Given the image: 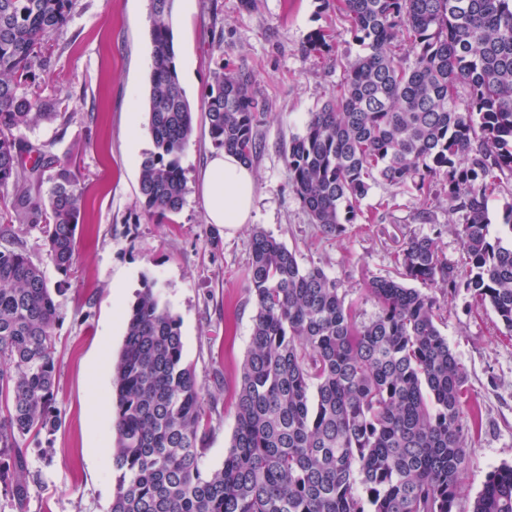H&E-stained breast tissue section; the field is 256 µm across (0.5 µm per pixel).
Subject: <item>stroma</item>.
<instances>
[{"instance_id":"1","label":"stroma","mask_w":512,"mask_h":512,"mask_svg":"<svg viewBox=\"0 0 512 512\" xmlns=\"http://www.w3.org/2000/svg\"><path fill=\"white\" fill-rule=\"evenodd\" d=\"M149 12V0H76L68 24L39 51L45 67L25 86L28 97L59 110L58 117L27 131V140L65 161L85 188L69 272L55 269L40 227L20 233L57 290L58 423L52 433L23 442L32 476L26 512H111L112 366L144 278L156 279L180 322L183 359L205 394L203 466L213 470L222 466L231 443L255 313L246 282L254 230L282 241L301 265L336 278L347 304L364 320L378 311L368 279L393 274L395 255L409 237H435L452 263L461 253L452 229L458 218L445 205L433 204V219L425 222L410 192L378 187L363 201L358 223L326 236L311 224L289 182L284 146L335 91L347 62L364 52L334 0H256L250 10L240 0H175L170 26L176 66L195 131L180 161L182 208L147 214L139 203V162L152 148ZM317 29L327 30L328 48L303 52ZM228 64L251 71L270 104L253 164L256 207L251 220L234 229L207 223L201 191V170L214 148L202 104L214 72ZM134 127L140 132L135 141ZM437 299L439 328L468 373L479 416L457 501V512H470L489 472L512 464V333L465 290Z\"/></svg>"}]
</instances>
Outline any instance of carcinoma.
I'll return each instance as SVG.
<instances>
[{"label":"carcinoma","mask_w":512,"mask_h":512,"mask_svg":"<svg viewBox=\"0 0 512 512\" xmlns=\"http://www.w3.org/2000/svg\"><path fill=\"white\" fill-rule=\"evenodd\" d=\"M337 2L365 53L288 142V179L327 236L362 216L376 186L411 188L428 220L429 202L441 198L458 216L462 263H448L432 237L409 238L395 275L369 280L378 312L360 321L336 279L255 231L247 269L255 315L236 426L211 472L202 467L203 389L183 360L179 320L145 280L112 371V512H456L479 421L434 292L463 288L512 331L511 203L504 236L488 235L489 201L512 182V0ZM173 4L150 0L153 149L139 169L149 214L181 209L180 158L194 134ZM74 5L0 0V231L41 225L63 273L75 259L84 187L20 135L51 116L21 89ZM327 47L321 29L304 45ZM204 112L216 148L253 164L269 112L253 75L214 73ZM56 323L44 269L20 244L0 250V492L16 512H25L30 483L21 440L56 427ZM471 512H512V465L489 472Z\"/></svg>","instance_id":"cac0c4a2"}]
</instances>
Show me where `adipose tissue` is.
I'll list each match as a JSON object with an SVG mask.
<instances>
[{"instance_id": "adipose-tissue-1", "label": "adipose tissue", "mask_w": 512, "mask_h": 512, "mask_svg": "<svg viewBox=\"0 0 512 512\" xmlns=\"http://www.w3.org/2000/svg\"><path fill=\"white\" fill-rule=\"evenodd\" d=\"M256 193L250 165L223 151L208 155L202 172L206 221L231 228L248 223Z\"/></svg>"}]
</instances>
